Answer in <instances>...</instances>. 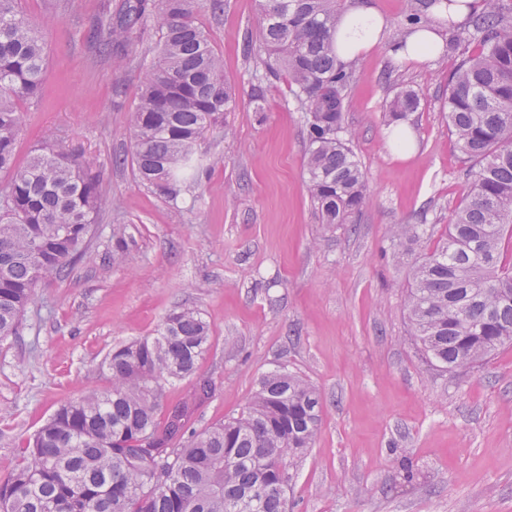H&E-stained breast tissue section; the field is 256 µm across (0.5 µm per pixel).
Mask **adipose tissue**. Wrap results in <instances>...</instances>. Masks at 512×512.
Masks as SVG:
<instances>
[{"label": "adipose tissue", "instance_id": "1", "mask_svg": "<svg viewBox=\"0 0 512 512\" xmlns=\"http://www.w3.org/2000/svg\"><path fill=\"white\" fill-rule=\"evenodd\" d=\"M385 26L384 17L369 6L358 5L345 11L336 27V51L342 60L362 59L379 47ZM444 39L437 25L416 29L406 39V46L394 50L397 60L412 64L433 61L441 52Z\"/></svg>", "mask_w": 512, "mask_h": 512}]
</instances>
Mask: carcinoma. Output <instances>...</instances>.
<instances>
[{
  "instance_id": "cac0c4a2",
  "label": "carcinoma",
  "mask_w": 512,
  "mask_h": 512,
  "mask_svg": "<svg viewBox=\"0 0 512 512\" xmlns=\"http://www.w3.org/2000/svg\"><path fill=\"white\" fill-rule=\"evenodd\" d=\"M265 74H285L306 114L307 189L319 222L350 224L367 199L349 147L345 107L355 62L336 54L341 0H258ZM452 0H407L406 26L428 24ZM465 27H451L459 62L448 83V127L468 192L448 216L444 238L416 261L405 309L409 336L437 367L466 370L512 346V7L482 0ZM196 0H125L115 23L92 29L103 51L138 38L153 21L162 32L133 116L132 164L140 182L168 195L198 170L194 148L235 109L232 81ZM46 50L40 30L0 0V342L19 335L38 283L83 257L100 204L93 163L48 135L46 151L15 160L22 108L38 98ZM413 89L387 104V124L416 111ZM420 225L396 224L392 245L420 239ZM131 241L112 227V259ZM211 347L201 313L167 314L156 335L112 350L109 386L62 405L0 482V512H286L294 460L319 434L323 402L285 368L261 377L242 412L200 432L195 412L212 398L196 384L172 406L165 385L194 374Z\"/></svg>"
}]
</instances>
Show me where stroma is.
I'll return each instance as SVG.
<instances>
[{
	"mask_svg": "<svg viewBox=\"0 0 512 512\" xmlns=\"http://www.w3.org/2000/svg\"><path fill=\"white\" fill-rule=\"evenodd\" d=\"M121 5L18 0L44 33L46 64L16 161L55 134L94 161L101 202L87 255L38 284L20 335L0 343V481L62 404L107 388L113 348L189 306L209 324L211 349L166 397L211 381L194 428L237 415L279 367L322 397L287 512H512V347L470 371H442L409 336L404 307L413 258L435 247L468 190L444 108L456 56L411 68L383 44L358 60L345 121L358 133L368 200L353 223L330 228L307 191L304 117L288 80L265 79L261 48L244 50L257 35V0L198 14L237 107L198 142L196 180L174 199L140 183L132 119L162 33L147 26L109 55L85 39ZM405 87L420 106L407 120L415 150L401 159L384 107ZM116 224L134 240L120 264L110 259ZM396 224L426 229L405 260L391 245Z\"/></svg>",
	"mask_w": 512,
	"mask_h": 512,
	"instance_id": "stroma-1",
	"label": "stroma"
}]
</instances>
